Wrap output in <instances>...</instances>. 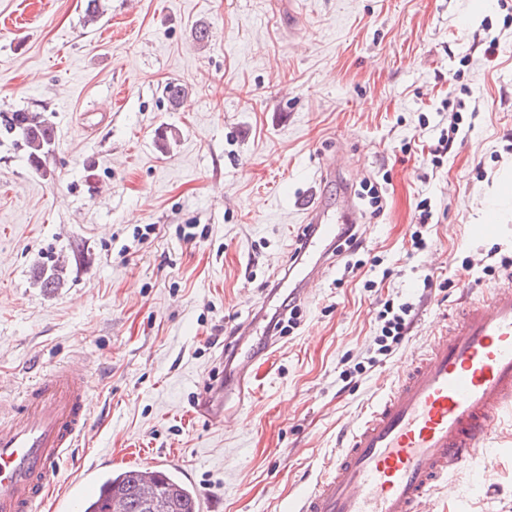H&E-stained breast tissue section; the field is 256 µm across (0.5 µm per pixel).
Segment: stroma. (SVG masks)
I'll return each instance as SVG.
<instances>
[{
    "label": "stroma",
    "instance_id": "obj_1",
    "mask_svg": "<svg viewBox=\"0 0 512 512\" xmlns=\"http://www.w3.org/2000/svg\"><path fill=\"white\" fill-rule=\"evenodd\" d=\"M85 7L0 0V111L56 129L40 173L0 128V408L81 366L94 432L61 488L101 456L118 471L171 453L211 512H288L462 287L512 274V198L496 193L512 168V0H97L94 23ZM169 82L186 89L179 107ZM458 111L466 126L432 165ZM347 192L359 247L310 284L229 423L195 416L237 324L291 291L301 204L314 193L335 210ZM495 202L496 235H475ZM418 231L427 249L412 248ZM63 257L62 287L35 284ZM387 303L411 304L412 323L383 355ZM428 508L512 512V416ZM459 132L458 126H451L449 130L442 129L440 131L439 137L437 138V144L430 151V155L432 156L431 161L433 164H439L442 162V157L447 156L453 148L454 143L457 140V135Z\"/></svg>",
    "mask_w": 512,
    "mask_h": 512
}]
</instances>
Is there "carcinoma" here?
<instances>
[{"label": "carcinoma", "mask_w": 512, "mask_h": 512, "mask_svg": "<svg viewBox=\"0 0 512 512\" xmlns=\"http://www.w3.org/2000/svg\"><path fill=\"white\" fill-rule=\"evenodd\" d=\"M0 126L20 136L29 165L38 172H46V159L56 141L53 123L39 113L15 110L11 120L0 118ZM36 278L43 288H57L63 281V269L43 268L36 272ZM148 494L169 504V512H201L195 491L178 477L176 470L150 478L145 469L134 466L102 476L97 494L88 500L83 512H110L116 503L122 506V512H146L142 500Z\"/></svg>", "instance_id": "1"}]
</instances>
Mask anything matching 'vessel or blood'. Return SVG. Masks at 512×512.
<instances>
[{
    "label": "vessel or blood",
    "instance_id": "b4317fda",
    "mask_svg": "<svg viewBox=\"0 0 512 512\" xmlns=\"http://www.w3.org/2000/svg\"><path fill=\"white\" fill-rule=\"evenodd\" d=\"M316 253L292 290L307 293L322 276L341 228L357 221L352 197L328 216L322 201L303 205ZM253 360L244 358L231 379L205 393L197 408L214 425L229 418L228 396L254 394ZM86 373L60 366L44 375L0 422V512H41L57 485L64 459L88 441L93 421ZM512 410V281L489 296L467 301L421 353L406 362L400 381L372 402L347 430L335 459L290 512H427L438 491L452 490L505 410Z\"/></svg>",
    "mask_w": 512,
    "mask_h": 512
}]
</instances>
